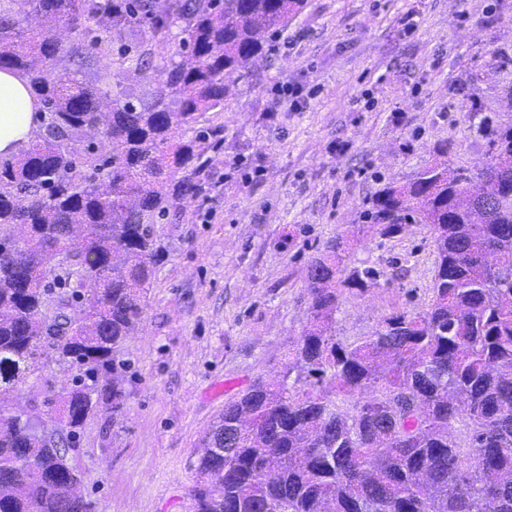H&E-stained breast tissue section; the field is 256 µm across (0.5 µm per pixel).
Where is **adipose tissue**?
Returning a JSON list of instances; mask_svg holds the SVG:
<instances>
[{"label": "adipose tissue", "instance_id": "ef3b65f1", "mask_svg": "<svg viewBox=\"0 0 512 512\" xmlns=\"http://www.w3.org/2000/svg\"><path fill=\"white\" fill-rule=\"evenodd\" d=\"M41 110L25 77L0 69V155L20 154L38 129Z\"/></svg>", "mask_w": 512, "mask_h": 512}]
</instances>
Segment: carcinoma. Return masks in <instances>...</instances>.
<instances>
[{
    "label": "carcinoma",
    "instance_id": "carcinoma-1",
    "mask_svg": "<svg viewBox=\"0 0 512 512\" xmlns=\"http://www.w3.org/2000/svg\"><path fill=\"white\" fill-rule=\"evenodd\" d=\"M303 5L0 0V69L26 76L46 113L24 152L0 158V394L38 364L45 339L78 370L61 428L0 414V512H94L69 451L88 419L103 407L119 415L129 396L122 351L164 255L154 225L204 190L215 145L198 124L224 107L228 75L262 57ZM146 21L158 47L176 44L154 92L73 76L68 63L86 66L105 42L137 70L153 65L154 53L128 40ZM489 145L477 173L444 160L385 187L358 227L393 238L406 222L430 226L425 310H395L342 342L340 297L366 292L380 271L346 264L339 237L311 260L309 326L284 370L225 405L205 433L193 512H512V124L493 127ZM80 159L92 174L77 170ZM76 305L80 315L67 316Z\"/></svg>",
    "mask_w": 512,
    "mask_h": 512
}]
</instances>
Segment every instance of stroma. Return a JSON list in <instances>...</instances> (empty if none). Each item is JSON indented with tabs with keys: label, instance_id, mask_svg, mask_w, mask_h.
I'll return each instance as SVG.
<instances>
[{
	"label": "stroma",
	"instance_id": "1",
	"mask_svg": "<svg viewBox=\"0 0 512 512\" xmlns=\"http://www.w3.org/2000/svg\"><path fill=\"white\" fill-rule=\"evenodd\" d=\"M97 61L123 86L158 85L117 52ZM252 70L230 75L223 111L202 117L222 138L205 194L155 227L165 257L125 345L124 408L81 433L95 512H192L200 437L225 403L283 371L310 319L317 250L431 164L437 144L453 166L484 167L486 124L512 123V0H306ZM434 259L428 226L365 233L350 262L381 271L380 285L341 297L337 337L370 334L396 307L426 309ZM73 375L45 350L0 409L50 419Z\"/></svg>",
	"mask_w": 512,
	"mask_h": 512
}]
</instances>
